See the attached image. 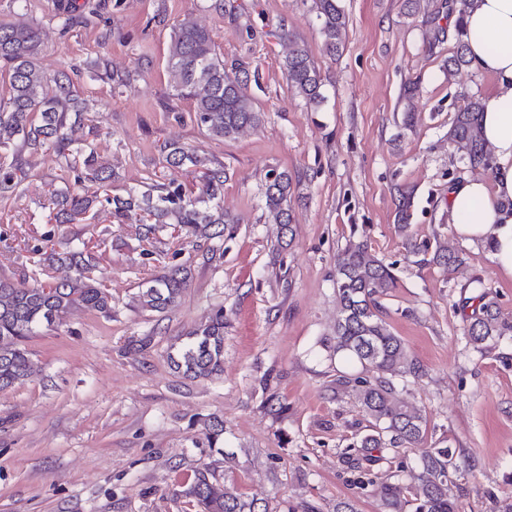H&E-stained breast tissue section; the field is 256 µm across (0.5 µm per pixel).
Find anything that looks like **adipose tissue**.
<instances>
[{"instance_id":"ef3b65f1","label":"adipose tissue","mask_w":512,"mask_h":512,"mask_svg":"<svg viewBox=\"0 0 512 512\" xmlns=\"http://www.w3.org/2000/svg\"><path fill=\"white\" fill-rule=\"evenodd\" d=\"M462 40L468 56L494 80L481 101L494 177L451 187L448 222L459 238L486 245L496 270L512 279V0H478L465 16Z\"/></svg>"}]
</instances>
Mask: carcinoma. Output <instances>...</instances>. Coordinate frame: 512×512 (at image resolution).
Returning a JSON list of instances; mask_svg holds the SVG:
<instances>
[{"mask_svg":"<svg viewBox=\"0 0 512 512\" xmlns=\"http://www.w3.org/2000/svg\"><path fill=\"white\" fill-rule=\"evenodd\" d=\"M475 3L476 0H448V11L458 13V46L455 54L448 57L450 73L471 64L462 42V21ZM312 10L320 24L325 51L336 55L348 24L340 0H312ZM281 37L289 44L283 60L288 85L306 108L316 112L326 101L320 71L307 49L288 30L281 29ZM39 45L36 28L21 22L0 23V69L8 72L10 83L8 102L0 107V150L12 151L10 157L0 155V198L15 194L27 176L22 152L36 155L51 147L74 173V185L62 190L59 204L67 222L78 224L85 219L92 200L81 195L76 185L88 181L105 188L113 172L98 162L93 144L78 145L70 137L69 130L87 119L89 105L69 76H51L39 67ZM168 70L178 95L194 103L191 120L211 138L231 139L262 122L263 113L249 93L250 83L258 81V77L251 76L241 63L232 67L233 74H228L224 57L217 53L206 28L190 20L175 28ZM480 112V101L469 99L454 114L448 131L449 144L472 169L491 165ZM162 152L171 167L203 168L198 191L188 190L174 180H155L124 196L107 194L104 201L112 206L116 223L139 225V237L146 242L156 238L159 225H170L174 258L183 253L189 238L232 239L239 221L221 209L227 179L225 167H209L204 159L177 144H164ZM291 197L292 178L288 172L271 171L264 190L265 208L273 222L290 236ZM410 207L411 195L399 191L398 228L414 263H435L449 270L462 264L459 253L438 239L417 241L408 224ZM97 262L94 247L81 242L70 246L60 258L68 270L60 281L30 286L24 277L16 281L0 279V390L23 384L36 374L27 342L40 328L58 325L73 309L112 312L110 289L93 276ZM189 273L185 264L161 261L159 270L144 279L137 294L138 303L143 309L158 313L176 305ZM395 283L394 264L379 258L363 240H349L338 256L336 353L376 371L372 378L356 375L336 380V391L352 394L370 422V432L351 446L358 452L354 458L358 483L374 487L385 512H456V504L448 495V481L456 473L454 453L446 446L423 447L426 415L400 398L410 381L423 376V369L379 315V299ZM463 288L470 291V295L461 298L462 309H471L467 316V343L481 349L490 341L512 336V320L502 317L488 299L480 276L471 277ZM173 364L187 379L209 378L224 371V307L213 308L187 333ZM418 448L419 464L407 474V495H400L397 485L391 482L371 478L373 467L385 460L383 451L396 454ZM184 495L196 503L199 512H269L263 498L245 499L217 488L215 476L208 469L196 472Z\"/></svg>","mask_w":512,"mask_h":512,"instance_id":"1","label":"carcinoma"}]
</instances>
